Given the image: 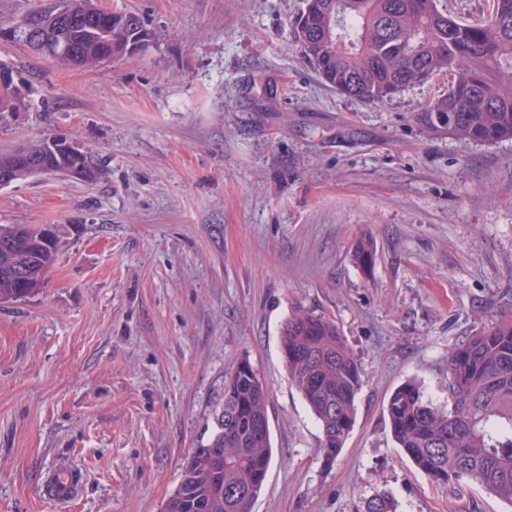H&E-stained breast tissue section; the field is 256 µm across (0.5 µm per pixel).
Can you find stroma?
I'll use <instances>...</instances> for the list:
<instances>
[{
	"label": "stroma",
	"mask_w": 512,
	"mask_h": 512,
	"mask_svg": "<svg viewBox=\"0 0 512 512\" xmlns=\"http://www.w3.org/2000/svg\"><path fill=\"white\" fill-rule=\"evenodd\" d=\"M94 2L143 18L141 51L91 69L32 54L13 30L50 0H0V63L27 85L0 154L63 136L103 168L0 187V224L60 245L37 295L0 302V512H160L241 358L274 447L252 512H364L379 494L397 512H512L419 472L386 414L410 379L447 406L449 352L512 318V140L427 131L442 76L378 104L336 93L294 38L304 0ZM300 307L336 321L363 371L330 463L282 361ZM64 460L83 483L57 503L41 486Z\"/></svg>",
	"instance_id": "35a3bbf8"
}]
</instances>
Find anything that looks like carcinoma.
<instances>
[{"mask_svg": "<svg viewBox=\"0 0 512 512\" xmlns=\"http://www.w3.org/2000/svg\"><path fill=\"white\" fill-rule=\"evenodd\" d=\"M68 21L55 47L66 63L90 65L118 54L130 26L108 12L89 14L66 0ZM295 38L322 80L337 92L381 103L423 81L447 76L448 88L422 111L432 130L464 142L512 139V0H491L487 15L443 12L440 0H306ZM15 238L0 262V301L38 292L57 259V241L37 240V226L0 224ZM357 265L370 269L373 243L356 244ZM281 351L291 382L322 431L323 455L338 456L356 419L362 369L336 323L298 310L284 323ZM237 361L211 413L209 438L182 464L161 512H251L273 459L269 394L253 366ZM398 448L435 482L468 478L512 504V319L483 326L448 354V407L426 399L409 380L387 404ZM366 512H397L382 494Z\"/></svg>", "mask_w": 512, "mask_h": 512, "instance_id": "1", "label": "carcinoma"}]
</instances>
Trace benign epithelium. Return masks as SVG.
Returning a JSON list of instances; mask_svg holds the SVG:
<instances>
[{"instance_id": "7a95c632", "label": "benign epithelium", "mask_w": 512, "mask_h": 512, "mask_svg": "<svg viewBox=\"0 0 512 512\" xmlns=\"http://www.w3.org/2000/svg\"><path fill=\"white\" fill-rule=\"evenodd\" d=\"M66 15L54 13L24 26L29 47L41 53L48 52L49 42L40 36L43 31L59 29ZM30 174L53 173L87 182L93 175L87 150L76 140L67 137H52L37 149H24L0 155V186L15 181L20 172Z\"/></svg>"}]
</instances>
